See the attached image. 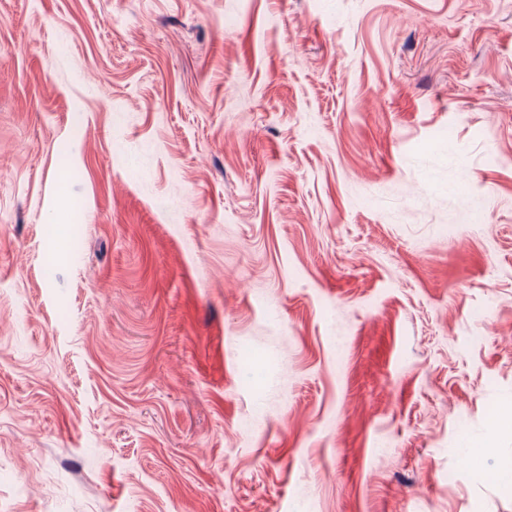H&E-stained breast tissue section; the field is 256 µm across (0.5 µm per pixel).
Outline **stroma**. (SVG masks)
<instances>
[{"mask_svg": "<svg viewBox=\"0 0 512 512\" xmlns=\"http://www.w3.org/2000/svg\"><path fill=\"white\" fill-rule=\"evenodd\" d=\"M512 0H0V512H512Z\"/></svg>", "mask_w": 512, "mask_h": 512, "instance_id": "35a3bbf8", "label": "stroma"}]
</instances>
